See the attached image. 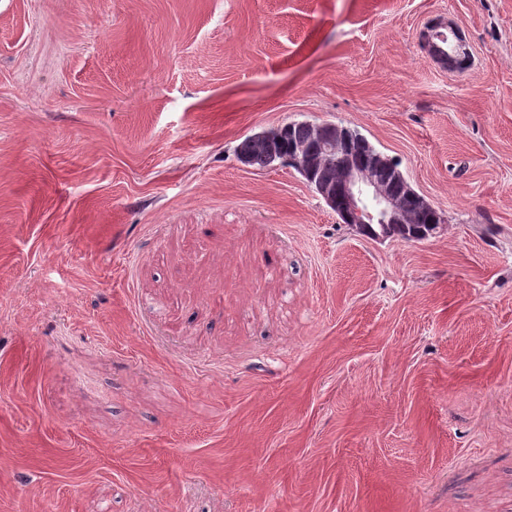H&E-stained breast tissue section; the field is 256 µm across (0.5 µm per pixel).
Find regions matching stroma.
Returning a JSON list of instances; mask_svg holds the SVG:
<instances>
[{
    "mask_svg": "<svg viewBox=\"0 0 512 512\" xmlns=\"http://www.w3.org/2000/svg\"><path fill=\"white\" fill-rule=\"evenodd\" d=\"M291 121L445 224L239 162ZM0 512H512V0H0ZM443 29L438 27L435 31L427 34V47L431 52H437L446 50L448 54H468L466 49L464 48L463 42L461 40H457L454 35L457 30L450 28L448 29V45H442L440 42L436 41L438 38V33Z\"/></svg>",
    "mask_w": 512,
    "mask_h": 512,
    "instance_id": "obj_1",
    "label": "stroma"
}]
</instances>
